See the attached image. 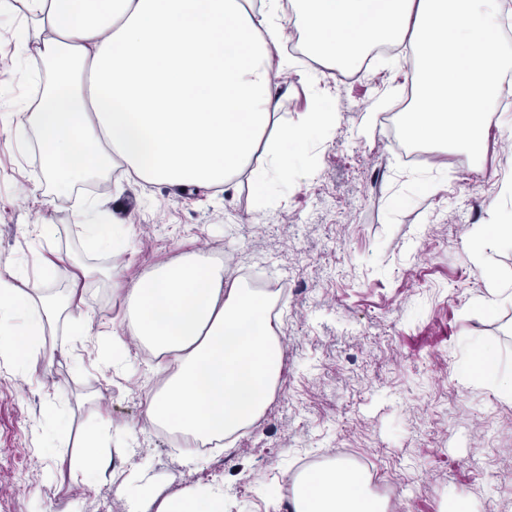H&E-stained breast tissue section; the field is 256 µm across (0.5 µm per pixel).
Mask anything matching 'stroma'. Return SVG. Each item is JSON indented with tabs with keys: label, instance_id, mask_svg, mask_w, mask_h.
Listing matches in <instances>:
<instances>
[{
	"label": "stroma",
	"instance_id": "35a3bbf8",
	"mask_svg": "<svg viewBox=\"0 0 512 512\" xmlns=\"http://www.w3.org/2000/svg\"><path fill=\"white\" fill-rule=\"evenodd\" d=\"M336 124L314 140L299 184L257 200L249 182L205 190L130 182L120 198L96 191L115 219L134 222L127 251H95L74 224L79 195L39 205L23 186L43 179L36 149L0 135V272L24 270L41 280L49 250L89 267H123L134 277L201 248L235 260L255 281L288 285L276 308L284 368L264 417L223 447L184 464L172 436L135 430L128 452H112L116 469L147 470L152 491L166 496L189 485H224V512H288L268 485L352 449L398 481L390 512H448L469 498L475 512L512 503V404L464 371L474 344L500 350L512 367V304L487 316L482 269L512 274V250L486 251L476 262L471 240L490 217L484 199L512 173V145L488 107L483 163L465 153L445 170L408 165L383 125L368 128L373 102L392 85L380 64L355 81H329ZM8 24L0 25V102L30 94ZM440 182L427 192L424 182ZM49 218L59 228L46 243L24 227ZM86 311L111 329L123 307L105 282L89 280ZM104 340L76 341L66 330L49 338L52 359L21 374L0 364V512H128L111 478L74 484L70 454L52 419L69 397L94 391L114 424L135 425L154 387L153 362L136 340L126 366H107Z\"/></svg>",
	"mask_w": 512,
	"mask_h": 512
}]
</instances>
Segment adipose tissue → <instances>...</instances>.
Wrapping results in <instances>:
<instances>
[{
	"label": "adipose tissue",
	"instance_id": "ef3b65f1",
	"mask_svg": "<svg viewBox=\"0 0 512 512\" xmlns=\"http://www.w3.org/2000/svg\"><path fill=\"white\" fill-rule=\"evenodd\" d=\"M295 26L309 35L311 55L357 69L376 45L401 39L410 55L415 94L404 127L435 159L448 151L479 154L487 134L485 105L500 93L506 56L498 44L503 0H291ZM0 0L16 20L21 51L35 50L55 69L36 103L0 109V135L36 141L45 179L27 198L68 197L112 168L145 183L218 187L247 178L258 196L295 178V162L328 132L326 73L307 74L310 110L299 123L279 115L276 97L295 68L282 0ZM86 75L76 83L73 67ZM512 199L503 180L485 207L491 225L475 253L512 248V224L499 222ZM75 221L96 249L127 250L133 224H111L101 201L86 198ZM89 273L78 268L64 291L26 287L19 271L0 276V362L27 370L47 352L59 327L86 340L100 327L83 309ZM104 277L125 314L112 330V354L125 337L148 348L156 387L145 428L180 435L193 462L200 447L254 425L264 414L283 365L273 298L247 287L233 267L196 250L154 265L134 279L119 267ZM469 371L512 401V370L498 351L477 347ZM94 417L79 436L74 482L108 470L120 435L96 398L78 403ZM292 512H388L369 479L329 459L292 476ZM156 512H224V486L189 487L164 498Z\"/></svg>",
	"mask_w": 512,
	"mask_h": 512
}]
</instances>
